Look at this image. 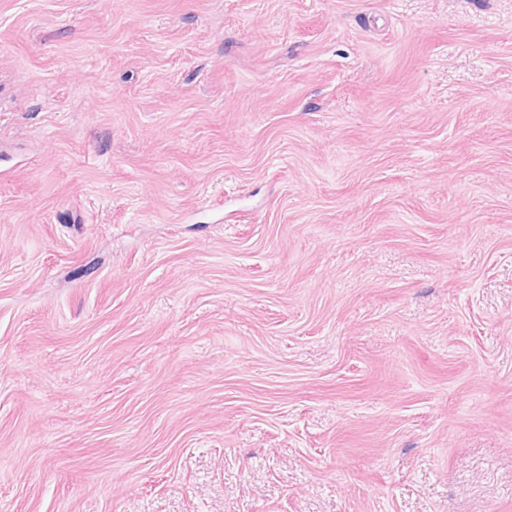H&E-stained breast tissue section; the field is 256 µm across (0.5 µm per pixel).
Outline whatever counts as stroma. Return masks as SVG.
<instances>
[{
  "label": "stroma",
  "instance_id": "35a3bbf8",
  "mask_svg": "<svg viewBox=\"0 0 512 512\" xmlns=\"http://www.w3.org/2000/svg\"><path fill=\"white\" fill-rule=\"evenodd\" d=\"M0 512H512V0H0Z\"/></svg>",
  "mask_w": 512,
  "mask_h": 512
}]
</instances>
